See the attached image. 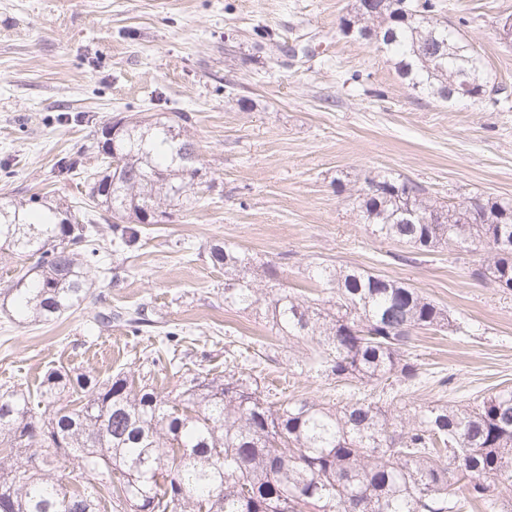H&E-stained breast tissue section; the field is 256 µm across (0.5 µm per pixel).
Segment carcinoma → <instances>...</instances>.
<instances>
[{
    "instance_id": "cac0c4a2",
    "label": "carcinoma",
    "mask_w": 512,
    "mask_h": 512,
    "mask_svg": "<svg viewBox=\"0 0 512 512\" xmlns=\"http://www.w3.org/2000/svg\"><path fill=\"white\" fill-rule=\"evenodd\" d=\"M356 0L342 26L380 41L412 88L443 102L464 66L457 37L436 23V0H415L409 17L393 7L371 17ZM186 112L135 120L117 140L102 128L96 164L79 156L61 172L84 175L79 210L31 195L0 201V257L25 262L0 295L20 327L76 311L107 259L138 249L147 227L169 221L200 188L202 163ZM359 195L365 223L386 239L430 252L478 244L475 270L512 290V200L474 198L441 218L425 189L390 174ZM112 233L101 241V222ZM224 268V306L265 305L272 328L290 343L316 345L304 367L339 384L413 385L405 355L413 332L453 327L448 311L408 284L347 265L315 276L333 290L307 300L283 287L276 270L235 246L197 253ZM133 334L150 326L145 308L101 312ZM179 384L157 388L152 371L100 380L60 366L35 392L0 391V512H512L495 494L512 485V389L479 403H435L404 418L391 405L356 400L330 406L279 398L251 376L189 374L169 360Z\"/></svg>"
}]
</instances>
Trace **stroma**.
<instances>
[{
    "label": "stroma",
    "instance_id": "35a3bbf8",
    "mask_svg": "<svg viewBox=\"0 0 512 512\" xmlns=\"http://www.w3.org/2000/svg\"><path fill=\"white\" fill-rule=\"evenodd\" d=\"M438 2L502 86L498 103L414 91L376 42L341 32L355 0H0V166L13 172L0 200L40 193L69 205L82 184L58 160L92 152L105 123L160 112L191 113L214 181L131 258H113L119 286L98 283L47 325L21 328L1 312L0 389L36 388L59 366L138 374L177 325L186 338L176 358L190 369L243 372L330 405L368 395L294 366L264 313L225 307L223 270L183 259V241L234 244L310 299L326 296L309 273L323 262L407 283L445 308L462 331L414 334L406 353L420 380L383 396L403 414L511 388L512 291L476 276L483 253L419 252L373 234L358 209L378 174L414 181L441 205L512 198V42L498 35L512 0ZM104 306L145 307L152 325L138 335L118 321L98 327Z\"/></svg>",
    "mask_w": 512,
    "mask_h": 512
}]
</instances>
